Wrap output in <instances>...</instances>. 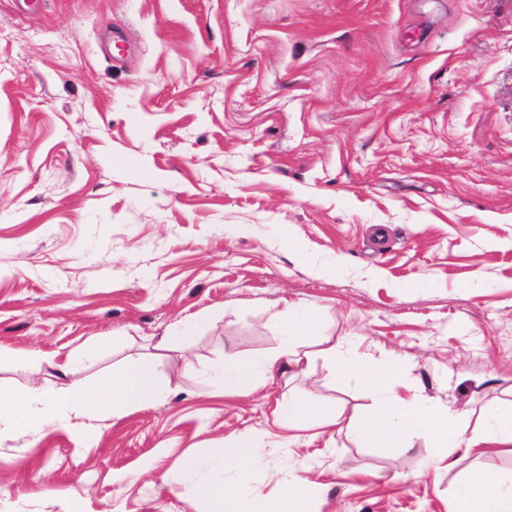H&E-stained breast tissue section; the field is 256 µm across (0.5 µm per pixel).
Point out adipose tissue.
<instances>
[{
	"label": "adipose tissue",
	"mask_w": 512,
	"mask_h": 512,
	"mask_svg": "<svg viewBox=\"0 0 512 512\" xmlns=\"http://www.w3.org/2000/svg\"><path fill=\"white\" fill-rule=\"evenodd\" d=\"M283 309L289 319L279 348L260 359L225 353L223 365L210 376L216 392L249 393L263 375L274 372L293 377L307 374L311 355L306 347L316 339V315L290 301L284 302ZM339 369L372 384L377 397L372 413L346 419L321 411L306 395L292 394L277 405L280 420L292 429L313 422L360 440L420 439L431 448L435 465L446 471L455 467L458 448L481 455L489 448L512 447V403L491 412L486 430L475 432L467 416L448 407H429L422 393L400 396L395 382L399 366L385 368L372 356L357 355L343 360ZM169 394V387L158 381L153 363L141 357L128 359L103 378L78 381L64 389L52 383L21 390L0 386V447L21 439L27 447H37L50 429L89 443L115 420L159 404ZM260 464L252 436L243 435L202 454H184L175 468L195 479L201 512H316L318 493L303 477L288 482L276 497L249 488L248 479ZM453 512H512V478L472 473L456 487Z\"/></svg>",
	"instance_id": "adipose-tissue-1"
}]
</instances>
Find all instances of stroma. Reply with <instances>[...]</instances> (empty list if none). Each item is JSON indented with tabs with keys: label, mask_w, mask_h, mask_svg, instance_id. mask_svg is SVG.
<instances>
[{
	"label": "stroma",
	"mask_w": 512,
	"mask_h": 512,
	"mask_svg": "<svg viewBox=\"0 0 512 512\" xmlns=\"http://www.w3.org/2000/svg\"><path fill=\"white\" fill-rule=\"evenodd\" d=\"M286 299L337 355L400 360V394L479 428L512 402V0H0V384L56 379L12 351L106 336L76 379L145 356L171 389L91 446L0 447V512H198L174 462L244 433L251 487L309 477L319 512H450L472 471L512 475L282 428L286 394L373 406L321 354L215 394L225 351L280 345Z\"/></svg>",
	"instance_id": "1"
}]
</instances>
